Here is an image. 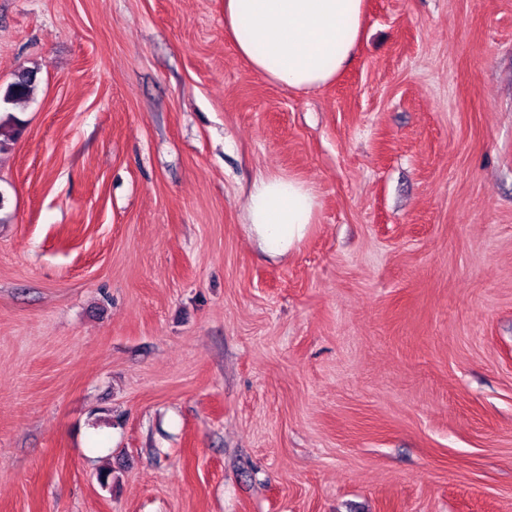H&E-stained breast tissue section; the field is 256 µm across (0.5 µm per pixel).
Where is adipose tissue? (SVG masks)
I'll return each mask as SVG.
<instances>
[{
	"instance_id": "adipose-tissue-1",
	"label": "adipose tissue",
	"mask_w": 512,
	"mask_h": 512,
	"mask_svg": "<svg viewBox=\"0 0 512 512\" xmlns=\"http://www.w3.org/2000/svg\"><path fill=\"white\" fill-rule=\"evenodd\" d=\"M364 0H224V33L271 83L309 92L335 81L358 48ZM319 206L314 187L284 173H258L247 217L261 241L284 252L307 234Z\"/></svg>"
}]
</instances>
